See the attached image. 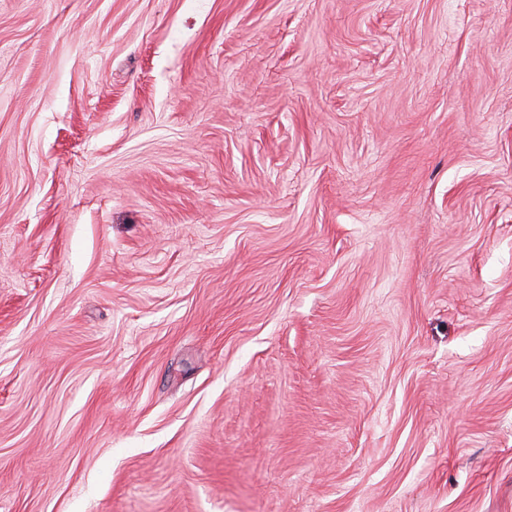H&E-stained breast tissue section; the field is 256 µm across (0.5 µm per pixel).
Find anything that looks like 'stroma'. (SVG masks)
Here are the masks:
<instances>
[{"instance_id":"35a3bbf8","label":"stroma","mask_w":512,"mask_h":512,"mask_svg":"<svg viewBox=\"0 0 512 512\" xmlns=\"http://www.w3.org/2000/svg\"><path fill=\"white\" fill-rule=\"evenodd\" d=\"M0 512H512V0H0Z\"/></svg>"}]
</instances>
